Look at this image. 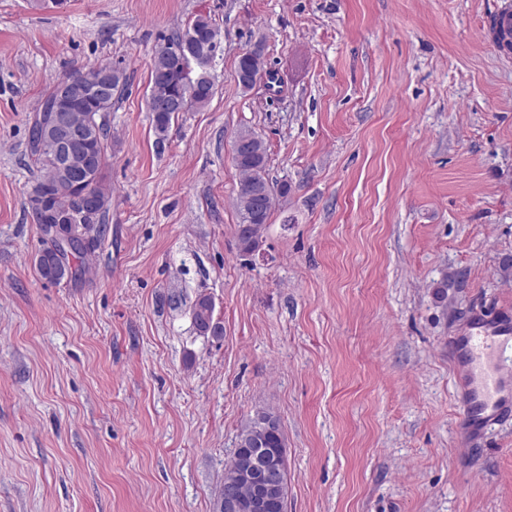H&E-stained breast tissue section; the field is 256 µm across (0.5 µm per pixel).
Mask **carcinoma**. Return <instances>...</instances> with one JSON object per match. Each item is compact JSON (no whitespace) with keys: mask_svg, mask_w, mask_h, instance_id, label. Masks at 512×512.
<instances>
[{"mask_svg":"<svg viewBox=\"0 0 512 512\" xmlns=\"http://www.w3.org/2000/svg\"><path fill=\"white\" fill-rule=\"evenodd\" d=\"M215 27L209 16L197 15L187 28L179 31L165 40L154 52L150 69V93L152 99L176 98L184 96L187 104L184 111L205 107L215 94V81L206 82L202 90L190 93L182 86L183 58L185 49V36L192 33L197 36L193 43L194 50L199 54H207L211 50V35ZM237 69L251 71L258 80H267L269 85H277V74L267 67L264 49L257 45L245 51L238 57ZM104 73L111 81V93L106 104H100L99 99H88L75 102L71 105V115L78 123H87L89 132L84 139L87 158V169L91 175L93 190L99 201V212L96 223L105 222L108 205L112 199L111 188L105 181L104 170L107 160L108 128L102 114L112 111L115 98L119 97L126 86V76L123 70L107 63L86 66L65 75L67 79H75L82 84L89 83V78ZM55 97V91H50L38 109V120L34 121L30 131V149L33 163L43 172L32 188V192L47 197L48 209L65 213L72 207L73 197L80 192L75 187L64 170L58 165L52 146L47 143L45 128L47 122H39V118L47 116L50 105ZM152 112V125L157 140L167 139L172 121L178 117L175 111ZM235 140H248L252 144L249 154H241L232 149V160L238 170L240 191L238 196L237 241L239 250L244 254L253 253L260 244L265 224L268 223L274 192L284 195L288 193V184L278 186L269 181L267 174V147L257 133L250 129L240 130ZM68 234L79 236L84 245L75 249L82 254L92 247L95 239L90 237L92 226L89 224H73L63 228ZM57 245L42 250L37 266L41 277L50 282L62 280L68 273L69 267L66 257L57 255ZM197 328L203 333L214 336L222 334V327L214 321V305L210 297H199L192 310ZM259 436L265 446L274 450V456H279V449L286 447L278 417L270 410L258 409L247 423H245L237 436V445L244 448L247 442Z\"/></svg>","mask_w":512,"mask_h":512,"instance_id":"cac0c4a2","label":"carcinoma"}]
</instances>
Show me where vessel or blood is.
<instances>
[{"instance_id":"b4317fda","label":"vessel or blood","mask_w":512,"mask_h":512,"mask_svg":"<svg viewBox=\"0 0 512 512\" xmlns=\"http://www.w3.org/2000/svg\"><path fill=\"white\" fill-rule=\"evenodd\" d=\"M454 348L462 436L471 446L512 412V317L474 316Z\"/></svg>"}]
</instances>
